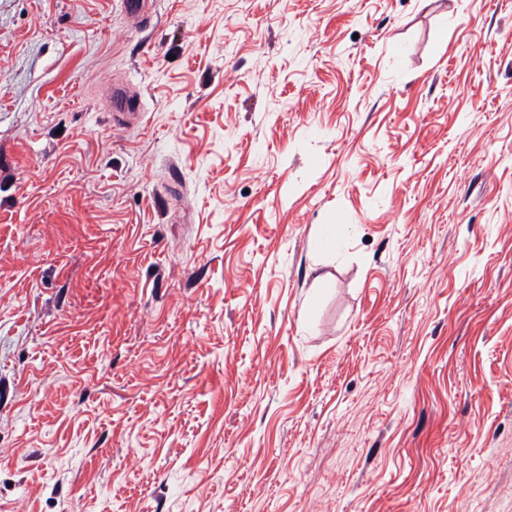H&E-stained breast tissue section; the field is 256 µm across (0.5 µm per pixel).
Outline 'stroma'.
Listing matches in <instances>:
<instances>
[{"label":"stroma","instance_id":"35a3bbf8","mask_svg":"<svg viewBox=\"0 0 512 512\" xmlns=\"http://www.w3.org/2000/svg\"><path fill=\"white\" fill-rule=\"evenodd\" d=\"M0 512H512V0H0Z\"/></svg>","mask_w":512,"mask_h":512}]
</instances>
